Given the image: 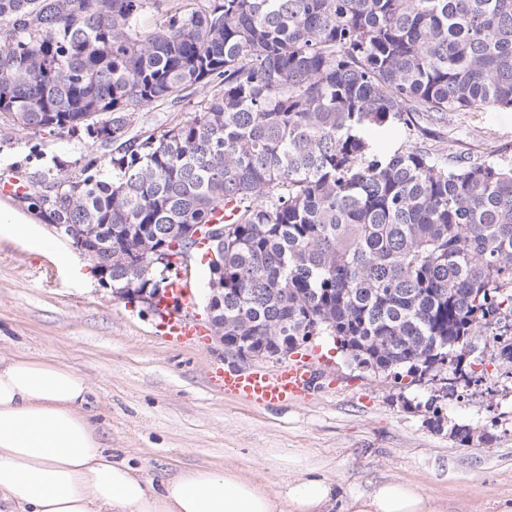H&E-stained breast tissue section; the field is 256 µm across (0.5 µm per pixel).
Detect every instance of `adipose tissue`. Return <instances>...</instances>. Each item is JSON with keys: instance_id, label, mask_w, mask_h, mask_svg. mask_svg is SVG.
Returning <instances> with one entry per match:
<instances>
[{"instance_id": "ef3b65f1", "label": "adipose tissue", "mask_w": 512, "mask_h": 512, "mask_svg": "<svg viewBox=\"0 0 512 512\" xmlns=\"http://www.w3.org/2000/svg\"><path fill=\"white\" fill-rule=\"evenodd\" d=\"M88 378L24 354L0 357V512H333L327 478L269 484L234 466L155 480L108 452L93 421ZM350 512H442L409 481H383Z\"/></svg>"}]
</instances>
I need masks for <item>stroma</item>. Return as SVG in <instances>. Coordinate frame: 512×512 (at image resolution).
<instances>
[{
  "label": "stroma",
  "mask_w": 512,
  "mask_h": 512,
  "mask_svg": "<svg viewBox=\"0 0 512 512\" xmlns=\"http://www.w3.org/2000/svg\"><path fill=\"white\" fill-rule=\"evenodd\" d=\"M455 152L512 154V112H452L437 131ZM67 132L28 137L0 123V172H79ZM26 353L68 365L90 380L95 421L116 453L136 455L161 479L189 467L235 465L277 482L325 476L341 501L382 480H408L444 512H504L512 506V379L487 366L481 385L458 387L448 421L493 429L492 444L459 446L404 399L426 401L428 385L399 389L360 372L322 339L305 349L319 373L304 403L268 409L225 396L209 379L234 359L212 340L177 345L158 319L113 298L99 281L0 238V354Z\"/></svg>",
  "instance_id": "1"
}]
</instances>
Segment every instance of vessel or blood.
<instances>
[{
    "mask_svg": "<svg viewBox=\"0 0 512 512\" xmlns=\"http://www.w3.org/2000/svg\"><path fill=\"white\" fill-rule=\"evenodd\" d=\"M197 305L198 298L189 280L181 276L170 280L167 297L158 307L163 336L179 344L201 341L207 329L193 316ZM313 377L310 362L302 356L274 371L219 369L214 373L215 381L221 384L226 395L265 407H281L308 400Z\"/></svg>",
    "mask_w": 512,
    "mask_h": 512,
    "instance_id": "1",
    "label": "vessel or blood"
}]
</instances>
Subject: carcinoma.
Here are the masks:
<instances>
[{
    "label": "carcinoma",
    "instance_id": "cac0c4a2",
    "mask_svg": "<svg viewBox=\"0 0 512 512\" xmlns=\"http://www.w3.org/2000/svg\"><path fill=\"white\" fill-rule=\"evenodd\" d=\"M209 92L162 127L139 113ZM512 111V0H0V122L68 129L77 180L22 197L119 252L224 224V345L324 336L368 372L469 386L512 375V157L434 144L450 112ZM234 203L233 218L216 216ZM485 338L488 354L467 349ZM461 446L496 434L447 424Z\"/></svg>",
    "mask_w": 512,
    "mask_h": 512
}]
</instances>
